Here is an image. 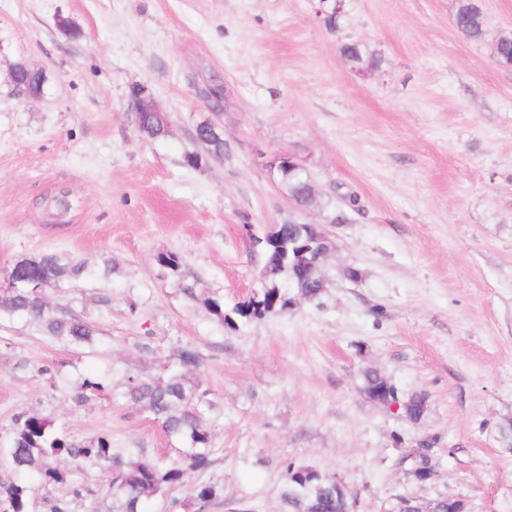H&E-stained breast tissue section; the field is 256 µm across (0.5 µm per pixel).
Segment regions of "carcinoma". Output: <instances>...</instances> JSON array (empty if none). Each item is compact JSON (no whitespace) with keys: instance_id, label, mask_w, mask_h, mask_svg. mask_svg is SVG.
Listing matches in <instances>:
<instances>
[{"instance_id":"1","label":"carcinoma","mask_w":512,"mask_h":512,"mask_svg":"<svg viewBox=\"0 0 512 512\" xmlns=\"http://www.w3.org/2000/svg\"><path fill=\"white\" fill-rule=\"evenodd\" d=\"M456 27L472 41L482 40L485 19L477 0H462L456 15ZM348 61L358 63L368 60L376 68L381 59L365 54L363 46L351 42L343 45ZM13 69L18 74L17 88L26 91L37 87L36 75L23 64ZM146 139L165 136L168 129L153 114L143 117ZM297 230L292 224H274L269 232L256 243L263 244L265 278L269 286L262 292L234 308V313L245 319H260L272 312L273 301L289 290H295L309 300L322 294L324 285L310 284L297 279L288 269V262L274 263V246ZM82 266L58 254H43L36 259L24 260L13 265L8 275L11 288L0 289V319L32 320L59 341L73 344H90L96 330L79 318H64L50 312L44 298V289L61 288L79 276ZM276 307L282 309L285 304ZM199 366L197 354L188 349L164 365V371L155 376H127L122 396L133 405L149 413L164 433L183 444L182 461L161 468L140 459L126 460L112 452V443L98 437L85 445L72 443L68 436L57 430L53 420L40 414H20L15 418L9 446V464L21 475L35 476L41 485H62L70 482L74 469L92 464L111 470L114 477L106 495L112 499L110 512H144L149 496L164 488L185 484L189 472L206 468L210 463L211 434L205 418L208 401L199 391V384L191 378ZM107 391L103 382L86 378L79 387L75 400L82 403L89 396ZM427 397L415 394L406 404V414L411 419L423 415ZM425 452L414 464L416 478L434 469L433 442L422 444ZM326 474L311 467L288 463L282 501L287 512H343V505L327 489ZM34 487L25 481L0 482V512H27L28 501ZM193 496L200 502H213L220 497L219 489L211 484L193 488Z\"/></svg>"}]
</instances>
